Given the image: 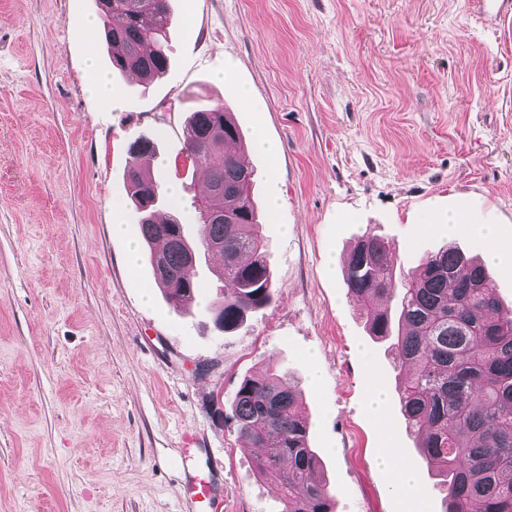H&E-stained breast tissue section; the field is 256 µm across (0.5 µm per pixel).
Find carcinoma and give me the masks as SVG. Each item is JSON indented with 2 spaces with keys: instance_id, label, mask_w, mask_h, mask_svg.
<instances>
[{
  "instance_id": "carcinoma-1",
  "label": "carcinoma",
  "mask_w": 512,
  "mask_h": 512,
  "mask_svg": "<svg viewBox=\"0 0 512 512\" xmlns=\"http://www.w3.org/2000/svg\"><path fill=\"white\" fill-rule=\"evenodd\" d=\"M113 70L144 82L170 68L168 0H112L103 16ZM189 162L205 170L208 189L193 200L210 211L198 243L222 256L214 325L227 334L248 312L272 303L270 255L259 232L251 194L254 172L224 152L240 130L224 104L198 105L185 125ZM155 153L141 135L129 148L127 184L138 211L137 231L151 248L156 281L177 308L193 307L203 284L182 274L195 252L185 225L156 222L163 178L138 164ZM164 242L163 249L153 244ZM389 242L361 236L347 260L345 284L361 305L369 334L391 340L405 377L396 393L408 428L420 434L424 462L444 476V512H512V310L501 308L494 280L478 260L448 245L426 254L396 279ZM396 302L405 329L392 335L388 303ZM229 408L248 445L263 449L255 467L279 483L282 512H334L320 459L298 410L297 384L287 375L244 377Z\"/></svg>"
}]
</instances>
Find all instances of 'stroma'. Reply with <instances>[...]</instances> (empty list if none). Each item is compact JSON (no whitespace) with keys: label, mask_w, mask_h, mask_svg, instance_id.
<instances>
[{"label":"stroma","mask_w":512,"mask_h":512,"mask_svg":"<svg viewBox=\"0 0 512 512\" xmlns=\"http://www.w3.org/2000/svg\"><path fill=\"white\" fill-rule=\"evenodd\" d=\"M171 67L145 85L112 73L91 0H0V512H185L184 453L212 480L219 512H282L277 480L258 474L229 402L244 376L299 379L310 444L335 512H442L395 392L386 343L330 257L371 233L398 275L455 243L448 198L495 212L487 269L512 306V20L466 0H170ZM111 73L105 100L88 66ZM223 101L254 171L275 298L222 334L207 302L165 300L149 248L129 268L135 224L128 148L152 137L160 208L188 227L203 170L185 159L192 93ZM276 160L252 153L257 136ZM387 394L383 418L369 384ZM395 451L417 478L392 493Z\"/></svg>","instance_id":"stroma-1"}]
</instances>
